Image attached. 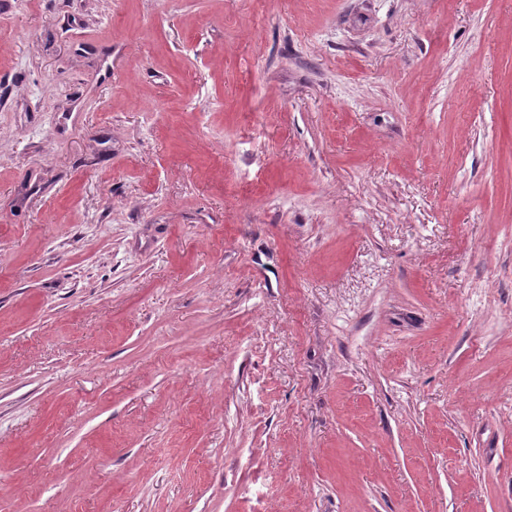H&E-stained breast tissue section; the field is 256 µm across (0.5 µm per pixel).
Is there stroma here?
<instances>
[{
	"mask_svg": "<svg viewBox=\"0 0 512 512\" xmlns=\"http://www.w3.org/2000/svg\"><path fill=\"white\" fill-rule=\"evenodd\" d=\"M0 512H512V0H0Z\"/></svg>",
	"mask_w": 512,
	"mask_h": 512,
	"instance_id": "1",
	"label": "stroma"
}]
</instances>
